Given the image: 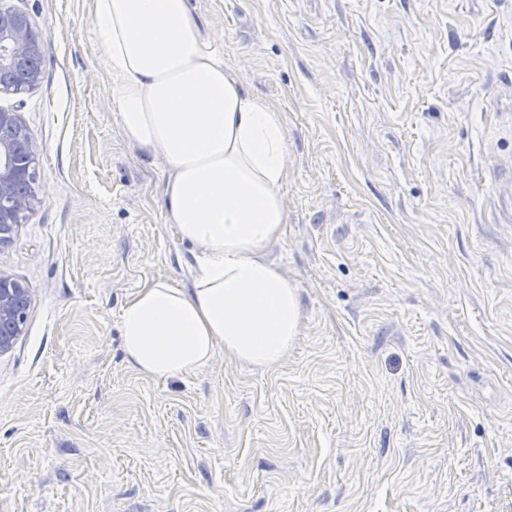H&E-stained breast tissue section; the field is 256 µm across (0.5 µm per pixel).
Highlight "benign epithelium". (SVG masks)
<instances>
[{
	"mask_svg": "<svg viewBox=\"0 0 512 512\" xmlns=\"http://www.w3.org/2000/svg\"><path fill=\"white\" fill-rule=\"evenodd\" d=\"M44 47L32 17L0 0V95H18L42 78ZM40 146L19 110L0 108V246L13 241L21 218L37 204L33 183ZM31 290L0 273V354L22 335Z\"/></svg>",
	"mask_w": 512,
	"mask_h": 512,
	"instance_id": "obj_1",
	"label": "benign epithelium"
}]
</instances>
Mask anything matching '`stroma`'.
I'll list each match as a JSON object with an SVG mask.
<instances>
[{"instance_id": "obj_1", "label": "stroma", "mask_w": 512, "mask_h": 512, "mask_svg": "<svg viewBox=\"0 0 512 512\" xmlns=\"http://www.w3.org/2000/svg\"><path fill=\"white\" fill-rule=\"evenodd\" d=\"M39 202L0 355V512H512V0H194L285 116L270 259L302 316L274 368L139 374L126 300L195 259L123 136L88 0H16ZM31 300L30 288L0 273V355L22 335Z\"/></svg>"}]
</instances>
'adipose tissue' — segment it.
<instances>
[{"label":"adipose tissue","mask_w":512,"mask_h":512,"mask_svg":"<svg viewBox=\"0 0 512 512\" xmlns=\"http://www.w3.org/2000/svg\"><path fill=\"white\" fill-rule=\"evenodd\" d=\"M124 137L162 158L164 222L196 247L190 289L158 278L121 313L130 365L151 379L194 374L216 349L281 363L298 293L266 254L284 235L285 117L247 91L202 32L191 0H89Z\"/></svg>","instance_id":"ef3b65f1"}]
</instances>
